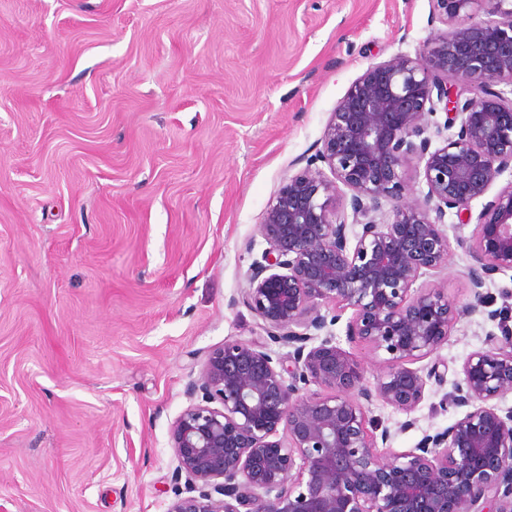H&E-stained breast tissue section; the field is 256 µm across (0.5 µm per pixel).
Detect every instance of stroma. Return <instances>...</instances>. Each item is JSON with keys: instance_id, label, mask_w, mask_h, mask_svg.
Here are the masks:
<instances>
[{"instance_id": "stroma-1", "label": "stroma", "mask_w": 512, "mask_h": 512, "mask_svg": "<svg viewBox=\"0 0 512 512\" xmlns=\"http://www.w3.org/2000/svg\"><path fill=\"white\" fill-rule=\"evenodd\" d=\"M431 0H0V512H165L170 426L209 349L251 341L239 299L262 215L351 83L433 41ZM465 302L474 227L445 218ZM410 414L443 430L466 356L512 315L487 281Z\"/></svg>"}]
</instances>
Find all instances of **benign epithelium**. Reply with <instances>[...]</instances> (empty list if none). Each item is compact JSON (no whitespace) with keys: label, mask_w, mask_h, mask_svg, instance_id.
Listing matches in <instances>:
<instances>
[{"label":"benign epithelium","mask_w":512,"mask_h":512,"mask_svg":"<svg viewBox=\"0 0 512 512\" xmlns=\"http://www.w3.org/2000/svg\"><path fill=\"white\" fill-rule=\"evenodd\" d=\"M432 3L446 30L414 57L370 64L263 213L266 247L242 303L265 337L211 349L188 383L190 404L170 427L177 487L165 512H512V407L498 404L512 394V328L502 313L489 314L501 335L487 333L461 365L446 401L467 411L447 428L397 451L368 416L375 400L410 414L429 384L445 383L440 363L411 364L485 306L487 280L512 271V181L486 199L512 171V0ZM450 78L472 96L452 93ZM411 165L427 191L410 201ZM338 196L350 223L336 217ZM483 198L473 235L459 241L471 258L468 301L414 287L448 262L445 217ZM389 201L392 220L377 218ZM347 310L346 336L388 354L372 384L330 331ZM271 342L291 348L288 359Z\"/></svg>","instance_id":"obj_1"}]
</instances>
